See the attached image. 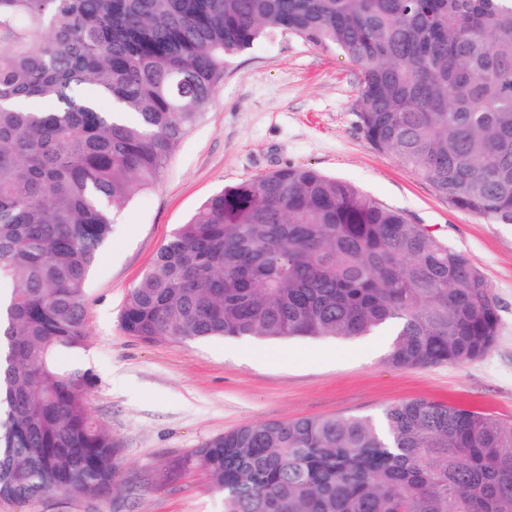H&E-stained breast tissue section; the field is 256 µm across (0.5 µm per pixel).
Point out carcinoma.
Returning a JSON list of instances; mask_svg holds the SVG:
<instances>
[{
    "instance_id": "obj_1",
    "label": "carcinoma",
    "mask_w": 512,
    "mask_h": 512,
    "mask_svg": "<svg viewBox=\"0 0 512 512\" xmlns=\"http://www.w3.org/2000/svg\"><path fill=\"white\" fill-rule=\"evenodd\" d=\"M360 67L366 139L456 207L512 224V0H0V500L104 503L88 280L115 215L160 177L226 59L278 33ZM124 330L354 340L398 368L463 365L498 330L490 284L425 225L302 165L227 186L131 289ZM224 512H512V423L412 399L248 423L203 443Z\"/></svg>"
}]
</instances>
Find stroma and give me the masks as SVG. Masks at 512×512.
<instances>
[{
    "label": "stroma",
    "instance_id": "obj_1",
    "mask_svg": "<svg viewBox=\"0 0 512 512\" xmlns=\"http://www.w3.org/2000/svg\"><path fill=\"white\" fill-rule=\"evenodd\" d=\"M359 67L288 34L229 58L196 124L160 179L118 215L88 285L86 340L94 418L117 445V492L103 504L52 493L0 512H224L197 469L171 471L203 442L247 423L321 415H375L415 398L464 404L512 421V224L461 210L360 127ZM307 165L426 225L487 278L499 314L492 348L463 366L397 369L386 336L358 340L212 337L147 343L128 335L126 299L160 246L225 186Z\"/></svg>",
    "mask_w": 512,
    "mask_h": 512
}]
</instances>
